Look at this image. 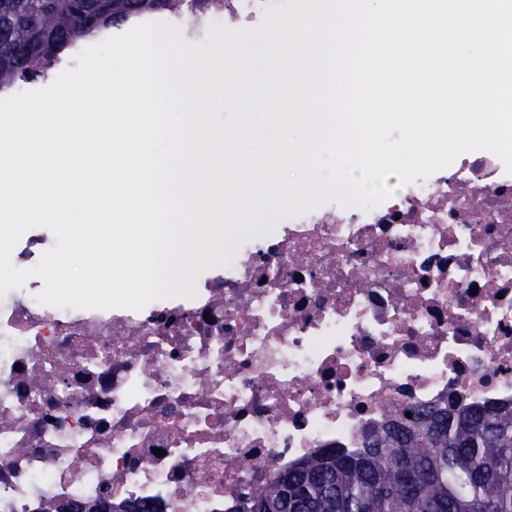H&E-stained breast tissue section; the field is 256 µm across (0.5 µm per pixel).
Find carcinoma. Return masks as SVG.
I'll return each mask as SVG.
<instances>
[{"mask_svg": "<svg viewBox=\"0 0 512 512\" xmlns=\"http://www.w3.org/2000/svg\"><path fill=\"white\" fill-rule=\"evenodd\" d=\"M229 0H0V93L44 77L91 36L156 15L198 18ZM412 417H406V413ZM274 512H512V406L401 409L367 451L297 461L249 499Z\"/></svg>", "mask_w": 512, "mask_h": 512, "instance_id": "carcinoma-1", "label": "carcinoma"}]
</instances>
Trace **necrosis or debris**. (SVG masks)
Returning <instances> with one entry per match:
<instances>
[{
  "mask_svg": "<svg viewBox=\"0 0 512 512\" xmlns=\"http://www.w3.org/2000/svg\"><path fill=\"white\" fill-rule=\"evenodd\" d=\"M0 298V512H226L406 405H512V174L464 154L365 210L244 241L193 299ZM138 509H151V510H138ZM80 511H90V512H155L152 504L144 501L132 502L128 503L123 507V509L116 510L114 506H112L111 502L107 499L100 500L95 502L92 505H82L81 509H74ZM71 504L67 507V512L74 511Z\"/></svg>",
  "mask_w": 512,
  "mask_h": 512,
  "instance_id": "obj_1",
  "label": "necrosis or debris"
}]
</instances>
